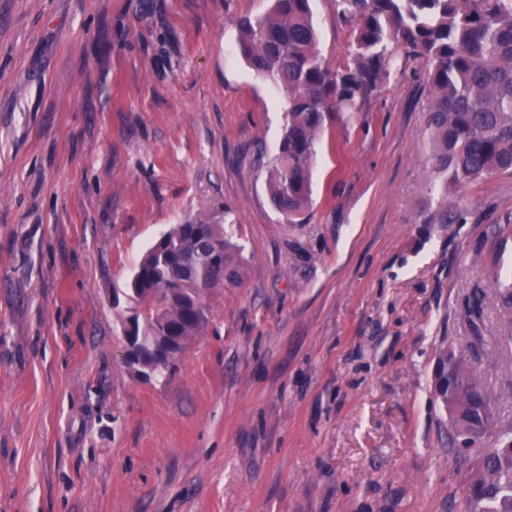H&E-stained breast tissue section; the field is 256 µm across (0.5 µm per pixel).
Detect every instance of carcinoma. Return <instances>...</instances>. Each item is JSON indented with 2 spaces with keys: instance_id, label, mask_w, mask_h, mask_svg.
<instances>
[{
  "instance_id": "1",
  "label": "carcinoma",
  "mask_w": 512,
  "mask_h": 512,
  "mask_svg": "<svg viewBox=\"0 0 512 512\" xmlns=\"http://www.w3.org/2000/svg\"><path fill=\"white\" fill-rule=\"evenodd\" d=\"M353 25L346 64L329 69L318 46L310 0H272L270 10L241 24L248 66L286 96V124L267 175L271 200L289 222L311 203L316 143L337 112L359 103L388 76L394 54L426 62V162L437 206L425 224H463L459 191L494 172L512 171V0H336ZM228 212L208 211L175 224L140 258L123 294L137 313L134 341L149 351L171 343L178 352L202 335L208 296L241 281L242 248ZM498 309L512 341V277L500 272L491 292L475 290L469 316L486 302ZM434 396L456 437H482L493 424L495 395L461 355L443 350L434 369ZM468 512H512V437L481 457L468 483Z\"/></svg>"
}]
</instances>
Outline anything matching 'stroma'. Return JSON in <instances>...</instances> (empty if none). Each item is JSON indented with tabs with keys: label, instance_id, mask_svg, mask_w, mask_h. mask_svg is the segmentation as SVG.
Segmentation results:
<instances>
[{
	"label": "stroma",
	"instance_id": "35a3bbf8",
	"mask_svg": "<svg viewBox=\"0 0 512 512\" xmlns=\"http://www.w3.org/2000/svg\"><path fill=\"white\" fill-rule=\"evenodd\" d=\"M269 0H0V512H467L512 436V347L486 305L512 268V172L423 223L422 60L396 54L317 143L303 224L266 184L285 99L239 52ZM329 68L353 27L312 0ZM229 210L240 285L163 375L120 359L124 289L171 225ZM496 396L451 442L441 350Z\"/></svg>",
	"mask_w": 512,
	"mask_h": 512
}]
</instances>
